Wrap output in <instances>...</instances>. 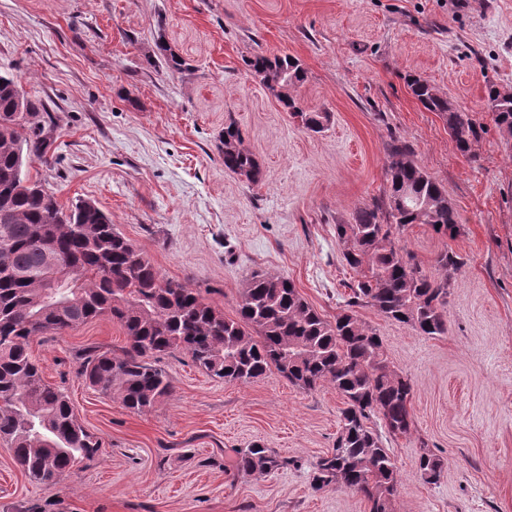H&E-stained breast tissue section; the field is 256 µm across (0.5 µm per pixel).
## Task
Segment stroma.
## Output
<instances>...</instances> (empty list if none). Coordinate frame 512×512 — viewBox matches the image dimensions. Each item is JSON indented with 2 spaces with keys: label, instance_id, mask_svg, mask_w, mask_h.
Returning a JSON list of instances; mask_svg holds the SVG:
<instances>
[{
  "label": "stroma",
  "instance_id": "35a3bbf8",
  "mask_svg": "<svg viewBox=\"0 0 512 512\" xmlns=\"http://www.w3.org/2000/svg\"><path fill=\"white\" fill-rule=\"evenodd\" d=\"M160 39L182 70L147 64ZM260 52L299 59L303 107L330 115L322 133L304 131L252 76L247 61ZM0 72L55 118L52 150L31 176L62 206L94 202L165 278L228 317L262 270L334 319L353 276L336 226L383 196L386 148L406 141L462 229L452 239L412 224L395 244L433 278L443 251L463 266L445 335L359 311L412 383L410 433L383 438L402 479L395 512H512V138L485 99L489 80L512 92V0H0ZM409 74L486 126L475 159L414 98ZM229 122L260 182L225 171ZM125 342L108 316L33 338L45 380L102 448L44 487L0 442V512H368L344 487L310 485L339 430L333 387L305 391L274 370L221 381L177 352L159 362L172 395L136 414L78 374L86 350L117 354ZM255 442L287 468L235 476L237 450ZM426 449L446 463L435 484L420 477Z\"/></svg>",
  "mask_w": 512,
  "mask_h": 512
}]
</instances>
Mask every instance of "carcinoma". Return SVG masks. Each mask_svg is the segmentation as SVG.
<instances>
[{
  "label": "carcinoma",
  "instance_id": "1",
  "mask_svg": "<svg viewBox=\"0 0 512 512\" xmlns=\"http://www.w3.org/2000/svg\"><path fill=\"white\" fill-rule=\"evenodd\" d=\"M158 61L172 70L183 66L162 40L151 64ZM247 65L303 129H325L329 113L303 109L290 93L306 78L297 59L257 53ZM406 81L422 107L443 120L456 149L476 157L484 124L428 80L409 74ZM487 106L499 130L512 136V94L490 83ZM53 126L44 102L26 97L14 77L0 75V439L27 478L55 485L101 448L65 392L45 380L31 340L108 315L123 328L126 345L118 356L100 350L85 354L80 375L90 387L143 413L172 395L173 381L156 361L180 351L214 379L248 382L275 369L304 390L328 383L343 408L334 448L314 464L313 489L340 479L367 502L369 512H394L398 468L371 423L379 420L394 436L408 434L412 387L391 368L381 337L358 309L370 307L420 336H441L447 330L451 274L463 265L457 254L445 251L436 259L442 275L432 279L394 245L393 238L411 224H428L450 238L460 233L447 192L410 146L399 139L388 145L385 196L357 209L350 223L336 225L343 260L359 275L348 285L343 313L330 321L290 279L254 271L232 318L195 289L164 278L94 203L79 200L66 209L30 176L33 161L47 160ZM221 145L225 169L253 183L261 180L260 164L244 147L236 123L224 126ZM48 248L73 270L56 288L45 287ZM286 467L288 459L260 443L236 452L239 475ZM444 470L439 456L420 455L425 483H437Z\"/></svg>",
  "mask_w": 512,
  "mask_h": 512
}]
</instances>
